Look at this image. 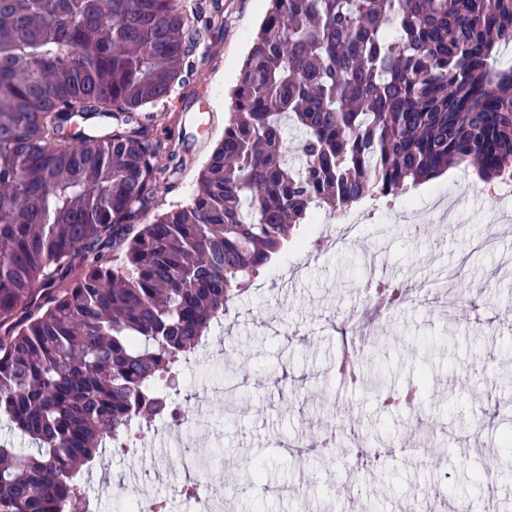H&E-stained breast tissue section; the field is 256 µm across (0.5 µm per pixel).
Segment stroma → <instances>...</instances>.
<instances>
[{
  "instance_id": "stroma-1",
  "label": "stroma",
  "mask_w": 512,
  "mask_h": 512,
  "mask_svg": "<svg viewBox=\"0 0 512 512\" xmlns=\"http://www.w3.org/2000/svg\"><path fill=\"white\" fill-rule=\"evenodd\" d=\"M267 0H206L218 29L187 89L150 108L166 132L176 170L159 176V207L185 204L197 173L224 133L233 86ZM373 216L344 243L315 248L335 233L315 224L305 243L289 247L229 305L206 353L184 368L183 391L202 415L179 439L146 436L137 453L107 457V483L98 512L124 503L122 480L135 478L171 512H194L176 490L195 473L186 459L206 453L221 483L237 485L235 512H459L461 505L512 512V471L495 466L511 450L512 432V196L489 203L480 181L451 170ZM496 232L493 248L477 243ZM456 309L411 296L375 307L366 289L409 287L448 270ZM481 284L473 292V284ZM467 317H460V308ZM387 346L380 370L395 390L427 373L420 413L382 409L364 387H343L336 360L346 342L368 350ZM233 370L241 412L222 414L214 397ZM354 405L351 426L378 455H349L340 413ZM266 476L243 483L254 460Z\"/></svg>"
}]
</instances>
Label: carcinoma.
<instances>
[{
  "mask_svg": "<svg viewBox=\"0 0 512 512\" xmlns=\"http://www.w3.org/2000/svg\"><path fill=\"white\" fill-rule=\"evenodd\" d=\"M202 2L0 0V418L34 444H0V512H83L316 216L512 182V0H268L197 190L151 213L174 151L143 112L190 85Z\"/></svg>",
  "mask_w": 512,
  "mask_h": 512,
  "instance_id": "cac0c4a2",
  "label": "carcinoma"
}]
</instances>
